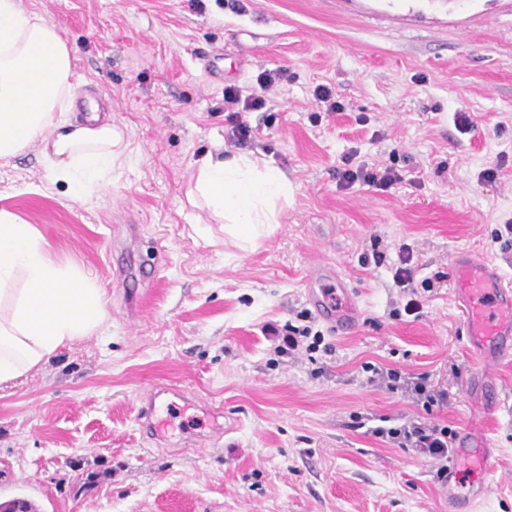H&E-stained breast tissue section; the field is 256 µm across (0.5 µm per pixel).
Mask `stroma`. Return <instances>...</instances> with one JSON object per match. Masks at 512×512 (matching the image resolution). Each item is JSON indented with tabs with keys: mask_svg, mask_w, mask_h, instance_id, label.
<instances>
[{
	"mask_svg": "<svg viewBox=\"0 0 512 512\" xmlns=\"http://www.w3.org/2000/svg\"><path fill=\"white\" fill-rule=\"evenodd\" d=\"M67 39L77 91L127 146L107 190L85 201L30 150L0 160V210L35 225L52 253L103 288L109 328L0 385V501L39 512H448L433 462L354 429V416L418 414L474 439L461 492L472 512H512V357L485 405L449 258L482 254L512 282V0H22ZM282 80L259 134L229 141L224 89ZM342 109L325 112L317 86ZM266 158L292 186L256 246L187 201L207 154ZM390 168L385 190L346 184V164ZM494 181H484L486 169ZM409 247L419 316L393 273ZM330 266L359 310L351 331L315 325L334 352L277 356L276 337L313 311ZM428 375L448 403L424 413L368 383L365 364ZM224 412L210 444L200 410H174L172 446L137 421L151 385ZM199 435L196 449L175 444Z\"/></svg>",
	"mask_w": 512,
	"mask_h": 512,
	"instance_id": "35a3bbf8",
	"label": "stroma"
}]
</instances>
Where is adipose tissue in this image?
I'll return each mask as SVG.
<instances>
[{
	"instance_id": "ef3b65f1",
	"label": "adipose tissue",
	"mask_w": 512,
	"mask_h": 512,
	"mask_svg": "<svg viewBox=\"0 0 512 512\" xmlns=\"http://www.w3.org/2000/svg\"><path fill=\"white\" fill-rule=\"evenodd\" d=\"M71 51L57 27L22 0H0V160L39 148L54 181L73 198L106 188L126 161L110 113L91 108L66 119L77 96ZM292 187L271 162L250 153L207 156L194 169L187 200L206 209L238 242L279 221ZM110 318L102 289L57 262L40 231L0 211V384L13 381L60 349L96 333Z\"/></svg>"
}]
</instances>
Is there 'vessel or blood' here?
I'll return each instance as SVG.
<instances>
[{
  "instance_id": "b4317fda",
  "label": "vessel or blood",
  "mask_w": 512,
  "mask_h": 512,
  "mask_svg": "<svg viewBox=\"0 0 512 512\" xmlns=\"http://www.w3.org/2000/svg\"><path fill=\"white\" fill-rule=\"evenodd\" d=\"M450 265L454 291L467 309L466 330L474 351L480 353L492 349L498 354L512 356V283L505 282L498 268L477 254H456L451 258ZM335 291L339 293V299L335 302L330 299L331 291L325 288L311 293L310 298L322 315L343 331L356 321L358 310L344 281H337ZM163 395L181 399L185 393L172 385L153 388L139 409V418L147 433L157 431L154 423L159 413L157 400ZM458 487L459 473L456 469H449L444 493L458 512H464L469 497H477L485 492L484 487L479 486L465 497L459 493Z\"/></svg>"
}]
</instances>
